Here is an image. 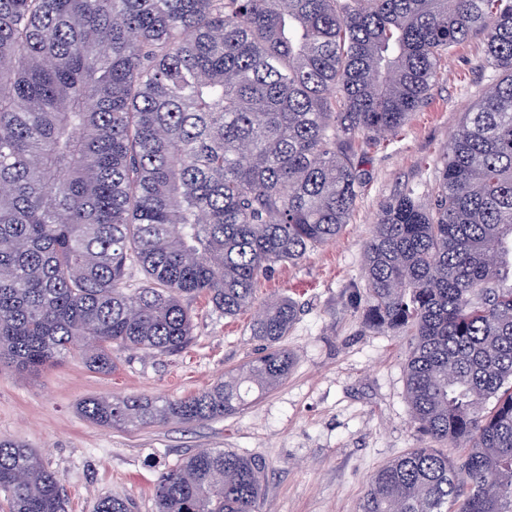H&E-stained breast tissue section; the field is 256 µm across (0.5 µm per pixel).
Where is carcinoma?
I'll use <instances>...</instances> for the list:
<instances>
[{"label":"carcinoma","mask_w":512,"mask_h":512,"mask_svg":"<svg viewBox=\"0 0 512 512\" xmlns=\"http://www.w3.org/2000/svg\"><path fill=\"white\" fill-rule=\"evenodd\" d=\"M475 32L502 78L434 184L382 206L363 256L366 326L409 339L413 423L464 447L388 462L361 512H512V0H0V370L78 357L109 374L114 346L187 347L200 296L226 317L252 306L275 266L350 223L354 144L396 138ZM298 314L270 298L262 347L201 393L78 411L108 428L222 418L288 377ZM265 471L202 448L161 474L155 512H260ZM0 495L66 512L58 475L2 436Z\"/></svg>","instance_id":"carcinoma-1"}]
</instances>
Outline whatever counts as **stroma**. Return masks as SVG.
<instances>
[{
	"mask_svg": "<svg viewBox=\"0 0 512 512\" xmlns=\"http://www.w3.org/2000/svg\"><path fill=\"white\" fill-rule=\"evenodd\" d=\"M476 33L453 48L430 99L402 133L378 148L359 145L354 161L366 186L335 241L296 264L277 266L252 308L227 318L204 300L191 304L193 340L181 352L149 356L118 348L103 375L76 359L39 373H0V436L36 450L55 471L68 512H93L97 499L121 496L154 512L160 475L202 448L266 461L261 512H360L365 486L387 462L431 447L412 425L404 367L408 339L366 327L363 253L382 204L408 187L426 190L465 112L501 74L483 62ZM274 295L300 307L285 346L287 379L242 410L183 424L106 428L78 404L98 395L179 398L198 394L244 365L258 346L250 323Z\"/></svg>",
	"mask_w": 512,
	"mask_h": 512,
	"instance_id": "stroma-1",
	"label": "stroma"
}]
</instances>
